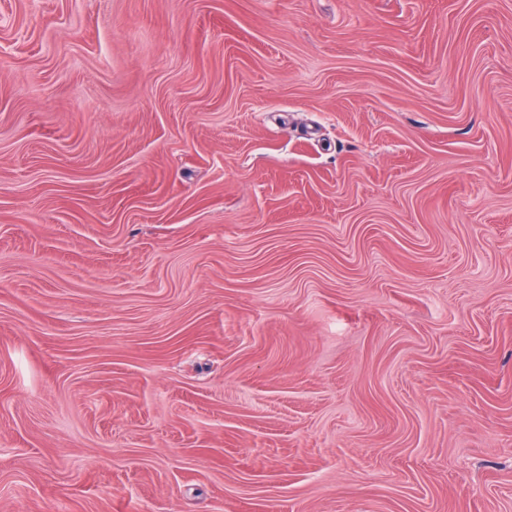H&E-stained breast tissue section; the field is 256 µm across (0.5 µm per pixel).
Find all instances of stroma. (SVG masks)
Here are the masks:
<instances>
[{
  "instance_id": "1",
  "label": "stroma",
  "mask_w": 512,
  "mask_h": 512,
  "mask_svg": "<svg viewBox=\"0 0 512 512\" xmlns=\"http://www.w3.org/2000/svg\"><path fill=\"white\" fill-rule=\"evenodd\" d=\"M0 512H512V0H0Z\"/></svg>"
}]
</instances>
